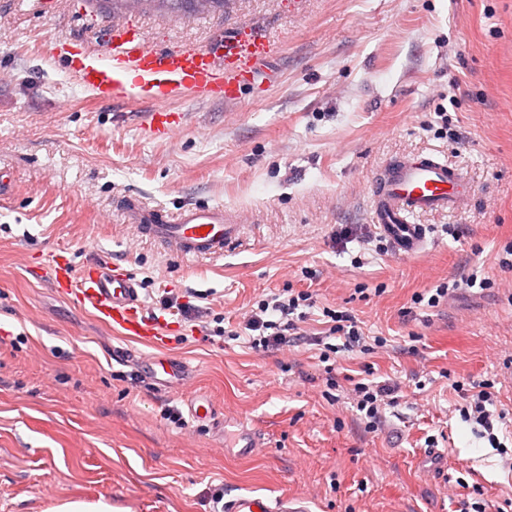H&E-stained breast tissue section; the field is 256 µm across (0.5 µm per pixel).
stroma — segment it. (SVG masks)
<instances>
[{
	"instance_id": "stroma-1",
	"label": "stroma",
	"mask_w": 512,
	"mask_h": 512,
	"mask_svg": "<svg viewBox=\"0 0 512 512\" xmlns=\"http://www.w3.org/2000/svg\"><path fill=\"white\" fill-rule=\"evenodd\" d=\"M97 20L157 48L263 27L277 46L271 78L234 100L166 101L179 126L156 141L144 132L155 102L99 101L52 56L96 39ZM420 151L459 165L475 196L419 216L427 246L400 258L373 223L369 186ZM0 167L14 174L0 196V512L75 501L217 512L242 495L302 496L310 512H459L480 499L512 512V426L496 424L491 447L454 387L491 380L494 410L512 413V270L498 263L512 243V0H228L116 16L84 0L42 12L0 0ZM130 198L168 212L218 205L244 235L224 257L185 259L134 232ZM51 254L121 264L149 314L165 294L204 293L234 321L260 296L309 290L386 345L337 353L329 400L310 340L257 351L172 311L169 353L188 371L152 378L149 348L55 292ZM472 274L491 288L464 286ZM447 280L460 283L447 302L413 308L414 293ZM353 376L397 391L377 431L352 407ZM196 396L214 421L165 420ZM247 428L262 440L243 458ZM432 437L437 469L421 461Z\"/></svg>"
}]
</instances>
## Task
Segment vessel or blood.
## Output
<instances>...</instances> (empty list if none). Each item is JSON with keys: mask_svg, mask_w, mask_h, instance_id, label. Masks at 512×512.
Wrapping results in <instances>:
<instances>
[{"mask_svg": "<svg viewBox=\"0 0 512 512\" xmlns=\"http://www.w3.org/2000/svg\"><path fill=\"white\" fill-rule=\"evenodd\" d=\"M101 50L80 46L60 49L58 56L80 85L96 98L119 96L157 102L187 93L206 100H232L262 75L264 61L274 45L260 30L248 28L203 46L158 49L137 35L108 29ZM174 113H151L146 132L150 138H167L176 129ZM473 198L470 182L461 169L433 155H411L395 160L380 171L371 186L373 222L381 237L399 257H412L427 244L426 229L417 214L452 212ZM130 224L150 240L184 258L223 255L243 233L220 206H188L178 215L131 200L126 208ZM52 286L62 296L90 309L112 330L134 339L153 353L144 364L150 374L180 373L181 367L166 354L169 325L144 313L136 281L121 265L101 260L73 270L59 257L48 261ZM224 512H309L304 500L285 497L269 502L257 496H240L224 505Z\"/></svg>", "mask_w": 512, "mask_h": 512, "instance_id": "1", "label": "vessel or blood"}]
</instances>
